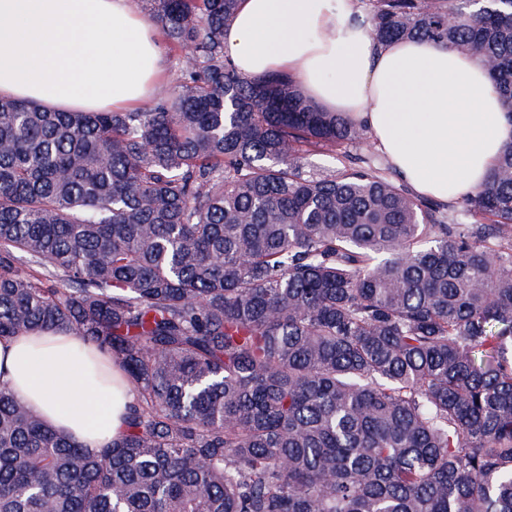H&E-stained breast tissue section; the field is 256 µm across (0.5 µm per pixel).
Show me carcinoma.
<instances>
[{
  "label": "carcinoma",
  "instance_id": "1",
  "mask_svg": "<svg viewBox=\"0 0 512 512\" xmlns=\"http://www.w3.org/2000/svg\"><path fill=\"white\" fill-rule=\"evenodd\" d=\"M179 53L129 112L0 96V339L74 331L135 391L90 451L0 386V512H512V139L461 207L301 155L363 135L224 53L238 0H142ZM476 58L512 0H361ZM163 48L167 73L163 81L159 85L155 86L150 98L145 103L146 105L151 104L155 99L159 97L172 95L178 90L179 65L177 54L175 51L170 49V46L166 41H164Z\"/></svg>",
  "mask_w": 512,
  "mask_h": 512
}]
</instances>
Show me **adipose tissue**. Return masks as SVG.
Segmentation results:
<instances>
[{"mask_svg": "<svg viewBox=\"0 0 512 512\" xmlns=\"http://www.w3.org/2000/svg\"><path fill=\"white\" fill-rule=\"evenodd\" d=\"M224 50L239 71L289 73L345 113L421 197L444 203L481 186L512 137L478 60L418 39L377 45L355 0H239ZM163 68L160 32L132 0H0V96L124 112ZM0 385L93 451L118 440L134 397L118 364L91 374L72 333L0 340Z\"/></svg>", "mask_w": 512, "mask_h": 512, "instance_id": "adipose-tissue-1", "label": "adipose tissue"}]
</instances>
